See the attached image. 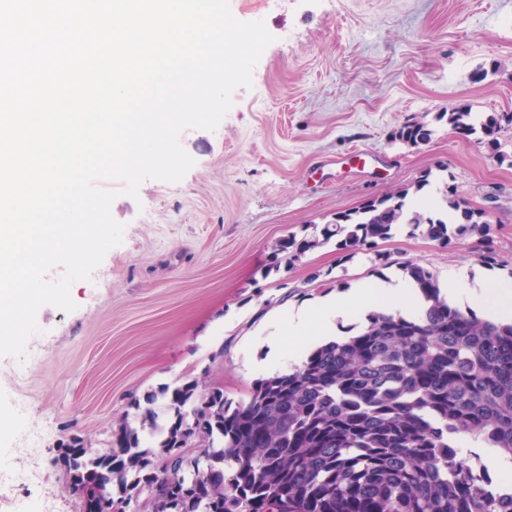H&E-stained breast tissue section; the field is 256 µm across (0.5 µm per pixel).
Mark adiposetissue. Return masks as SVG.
Here are the masks:
<instances>
[{
  "label": "adipose tissue",
  "instance_id": "ef3b65f1",
  "mask_svg": "<svg viewBox=\"0 0 512 512\" xmlns=\"http://www.w3.org/2000/svg\"><path fill=\"white\" fill-rule=\"evenodd\" d=\"M376 306L414 318L423 311L424 299L409 279L379 281L322 298L315 305L290 309L283 318L284 330L292 336L315 337L322 343L335 336L338 319L368 312Z\"/></svg>",
  "mask_w": 512,
  "mask_h": 512
}]
</instances>
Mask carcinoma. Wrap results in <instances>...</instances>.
<instances>
[{
	"label": "carcinoma",
	"mask_w": 512,
	"mask_h": 512,
	"mask_svg": "<svg viewBox=\"0 0 512 512\" xmlns=\"http://www.w3.org/2000/svg\"><path fill=\"white\" fill-rule=\"evenodd\" d=\"M504 123L512 125L511 112L448 113L455 133H480L490 146ZM431 135L415 121L395 137L418 145ZM431 174L336 216L318 233L280 241L264 275L333 240L347 256L362 250L387 261L378 242L403 224L444 245L470 239L480 262L496 263L486 211L452 193L442 210L408 206ZM402 269L427 302L421 316L372 311L358 334L256 380L245 400L198 378L164 386L136 403L142 425L151 427L154 405H163L166 424L154 446H142L140 431L119 419L107 453H64L66 488L78 495L80 512L95 481L112 512L133 501L141 512H164L154 486L193 476L204 491L181 512H210L217 500L224 512H512V485L492 493L461 454L469 437L512 464V323L450 304L423 266ZM197 440L209 444L203 467L189 447Z\"/></svg>",
	"instance_id": "1"
}]
</instances>
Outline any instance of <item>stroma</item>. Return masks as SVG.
Returning <instances> with one entry per match:
<instances>
[{
	"label": "stroma",
	"mask_w": 512,
	"mask_h": 512,
	"mask_svg": "<svg viewBox=\"0 0 512 512\" xmlns=\"http://www.w3.org/2000/svg\"><path fill=\"white\" fill-rule=\"evenodd\" d=\"M241 22L274 41L233 94L215 130H185L194 166L177 183L148 180L138 198L120 180L113 218L123 241L90 280L74 282L75 311L43 306L29 363L0 357V512H79L56 483L54 459L83 439L107 448L116 418L139 426L135 404L202 377L246 399L267 348L269 317L323 296L400 276V262L449 274L512 277V126L497 147L459 137L445 113L512 112V0H230ZM481 81H473L476 70ZM421 120L430 140H394ZM451 189L490 215L497 262L468 241L442 245L409 227L380 242L390 256L342 257L335 244L265 274L273 246L313 234L336 213L413 184Z\"/></svg>",
	"instance_id": "35a3bbf8"
}]
</instances>
